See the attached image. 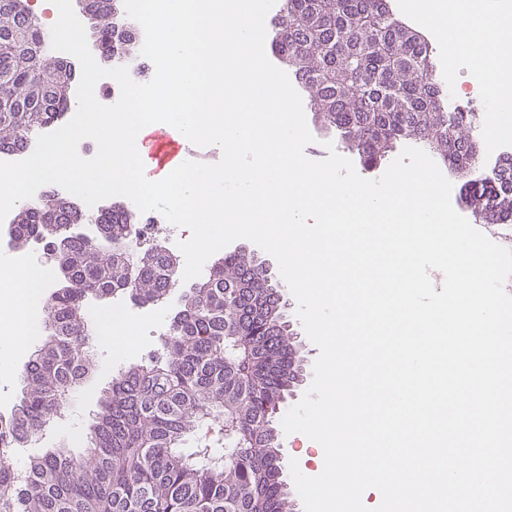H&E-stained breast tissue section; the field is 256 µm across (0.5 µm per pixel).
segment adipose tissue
Here are the masks:
<instances>
[{"instance_id": "ef3b65f1", "label": "adipose tissue", "mask_w": 512, "mask_h": 512, "mask_svg": "<svg viewBox=\"0 0 512 512\" xmlns=\"http://www.w3.org/2000/svg\"><path fill=\"white\" fill-rule=\"evenodd\" d=\"M403 15L444 41L449 57L464 55L479 67L476 82L493 98L488 131L499 134L512 118V0H402ZM38 270L0 259V377L15 375L16 359L32 344L33 302L28 288Z\"/></svg>"}]
</instances>
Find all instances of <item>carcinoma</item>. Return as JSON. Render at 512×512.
Returning a JSON list of instances; mask_svg holds the SVG:
<instances>
[{"label": "carcinoma", "instance_id": "1", "mask_svg": "<svg viewBox=\"0 0 512 512\" xmlns=\"http://www.w3.org/2000/svg\"><path fill=\"white\" fill-rule=\"evenodd\" d=\"M87 9L112 55L125 51L122 19L98 2ZM9 35L0 45V67L13 70L0 84V151L15 152L69 111L71 98L58 88L60 63L41 54L51 33L27 0H0V37ZM271 46L364 170L405 141L425 143L465 175L479 166L476 114L442 107L431 48L399 24L389 0H285ZM463 188L469 207L493 198V223L512 224V157ZM77 222L101 225L102 235L58 252L64 285L45 298L48 338L26 365L19 402L0 414V512H293L273 417L296 387L299 345L281 285L242 248L179 296L160 348L112 377L81 453L48 448L16 464L9 449L53 425L95 368L86 303L122 295L146 307L180 285L171 257L142 250L119 205L78 215L49 193L17 214L15 245L48 246L49 226L62 235ZM203 427L195 450L180 451Z\"/></svg>", "mask_w": 512, "mask_h": 512}]
</instances>
